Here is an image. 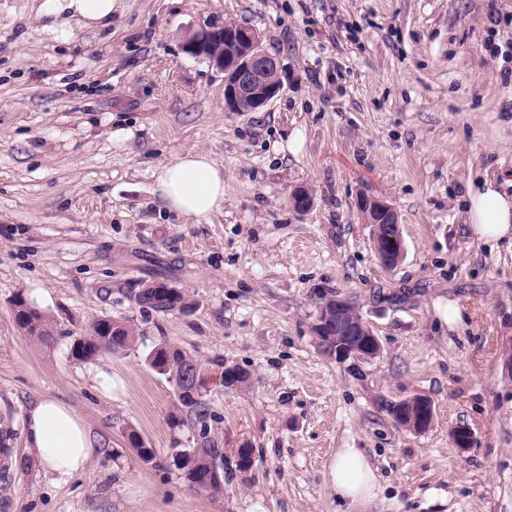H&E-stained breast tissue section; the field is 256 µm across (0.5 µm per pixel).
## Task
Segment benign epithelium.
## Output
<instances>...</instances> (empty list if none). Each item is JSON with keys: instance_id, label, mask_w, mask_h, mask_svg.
Listing matches in <instances>:
<instances>
[{"instance_id": "7a95c632", "label": "benign epithelium", "mask_w": 512, "mask_h": 512, "mask_svg": "<svg viewBox=\"0 0 512 512\" xmlns=\"http://www.w3.org/2000/svg\"><path fill=\"white\" fill-rule=\"evenodd\" d=\"M185 52L212 62L224 72V101L234 112H249L265 106L281 89L267 74L278 69L277 59L262 45L256 30L249 27L202 28L185 44ZM359 210L374 226V247L379 263L390 269L405 254V241L397 213L384 200L363 196ZM351 303L343 297L324 299L312 326L318 345L326 355L338 360L368 361L381 352V343L362 316L352 317ZM392 419L414 432L428 429L434 419V406L426 397L392 402L386 407ZM453 443L461 451L471 448V430L460 425L451 431Z\"/></svg>"}]
</instances>
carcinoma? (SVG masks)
I'll return each mask as SVG.
<instances>
[{
  "instance_id": "obj_1",
  "label": "carcinoma",
  "mask_w": 512,
  "mask_h": 512,
  "mask_svg": "<svg viewBox=\"0 0 512 512\" xmlns=\"http://www.w3.org/2000/svg\"><path fill=\"white\" fill-rule=\"evenodd\" d=\"M134 300L137 304H146L149 309L160 313L182 310L188 304L187 296L182 291L173 297L165 292L160 294L154 288L140 290L134 295ZM15 320L21 329L39 341L51 336L52 326L49 320L23 302L16 304ZM135 343V331L130 325L114 319H99L91 325L86 335L74 340L71 352L73 357L87 360L101 353L128 350ZM146 360L150 368L164 376L178 389L176 396L187 412L193 414L196 419L203 420L204 394L202 389L195 386V382L199 377L206 375L204 365L184 351L175 349L168 353L160 347L153 348ZM248 380L249 374L237 366H226L221 374V383L226 388L232 387L236 382L243 386ZM128 438L142 462H153V449L147 447L137 433L130 432ZM173 461L191 485L212 492L224 489V453L222 449L215 447L207 432H201L195 446L174 449Z\"/></svg>"
}]
</instances>
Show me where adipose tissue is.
Here are the masks:
<instances>
[{
    "instance_id": "obj_1",
    "label": "adipose tissue",
    "mask_w": 512,
    "mask_h": 512,
    "mask_svg": "<svg viewBox=\"0 0 512 512\" xmlns=\"http://www.w3.org/2000/svg\"><path fill=\"white\" fill-rule=\"evenodd\" d=\"M121 5V0H59L57 9L79 26L102 29L111 25ZM154 177V192L169 212L206 223L224 204V168L210 154L178 153ZM467 221L479 239L512 237V196L491 181L468 187ZM101 445L100 435L55 397H40L27 414L24 446L51 483H68L84 471ZM330 476L338 499L350 505L373 497L377 489L375 471L359 448L340 449Z\"/></svg>"
}]
</instances>
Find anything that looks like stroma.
Returning a JSON list of instances; mask_svg holds the SVG:
<instances>
[{
	"instance_id": "1",
	"label": "stroma",
	"mask_w": 512,
	"mask_h": 512,
	"mask_svg": "<svg viewBox=\"0 0 512 512\" xmlns=\"http://www.w3.org/2000/svg\"><path fill=\"white\" fill-rule=\"evenodd\" d=\"M53 7L0 0V512H340L328 472L341 448L378 472L355 512H512V241L476 239L464 215L469 183L512 192V0H123L105 29ZM227 23L256 30L278 61L283 88L253 112L227 110L223 73L183 49ZM190 149L224 167L207 224L153 193L156 165ZM298 188L312 197L303 213L289 203ZM363 196L399 216L393 269ZM156 279L190 311L137 305ZM34 284L53 300L47 342L14 317ZM326 293L358 309L378 357L321 352ZM450 303L454 329L440 316ZM99 318L130 325L136 344L73 358ZM164 342L206 365L205 422L148 366ZM227 365L248 385L223 387ZM47 395L105 441L60 486L24 457L28 407ZM416 395L435 406L422 433L382 407ZM460 424L475 436L464 453L450 437ZM203 431L224 450L219 494L172 462Z\"/></svg>"
}]
</instances>
